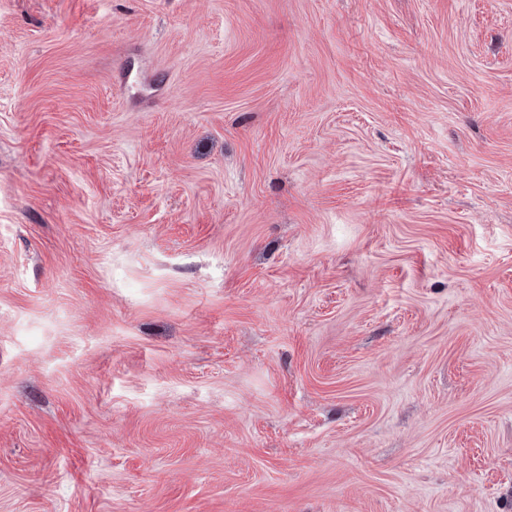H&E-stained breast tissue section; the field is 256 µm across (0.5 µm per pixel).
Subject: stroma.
Here are the masks:
<instances>
[{"label":"stroma","mask_w":512,"mask_h":512,"mask_svg":"<svg viewBox=\"0 0 512 512\" xmlns=\"http://www.w3.org/2000/svg\"><path fill=\"white\" fill-rule=\"evenodd\" d=\"M0 512H512V0H0Z\"/></svg>","instance_id":"stroma-1"}]
</instances>
